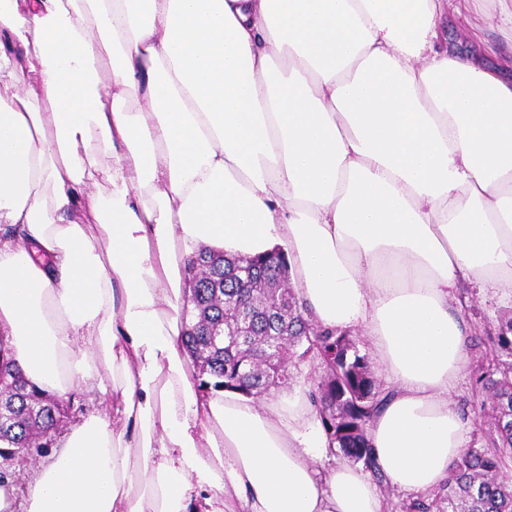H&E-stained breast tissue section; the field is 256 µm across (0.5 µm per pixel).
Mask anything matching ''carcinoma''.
<instances>
[{
    "label": "carcinoma",
    "mask_w": 512,
    "mask_h": 512,
    "mask_svg": "<svg viewBox=\"0 0 512 512\" xmlns=\"http://www.w3.org/2000/svg\"><path fill=\"white\" fill-rule=\"evenodd\" d=\"M185 280L193 288L192 307L181 308L182 341L198 370L199 387L258 397L288 386V360H318L322 372L308 397L331 445L384 480L369 426L388 391L354 336L309 321L290 287L285 256L203 248L186 260ZM244 312L253 324L245 343L224 345L209 336L213 330H235ZM487 341L491 360L476 384L490 403L491 447L467 449L432 496L404 502L400 512H512V320ZM63 418L58 403L21 386L0 391V448L25 454L38 436L47 445Z\"/></svg>",
    "instance_id": "1"
}]
</instances>
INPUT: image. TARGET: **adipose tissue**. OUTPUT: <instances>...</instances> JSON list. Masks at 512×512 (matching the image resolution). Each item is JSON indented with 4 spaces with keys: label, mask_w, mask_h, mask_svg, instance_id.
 Listing matches in <instances>:
<instances>
[{
    "label": "adipose tissue",
    "mask_w": 512,
    "mask_h": 512,
    "mask_svg": "<svg viewBox=\"0 0 512 512\" xmlns=\"http://www.w3.org/2000/svg\"><path fill=\"white\" fill-rule=\"evenodd\" d=\"M449 0H0V364L110 412L0 512H384L308 397L203 391L181 343L201 246L281 247L312 322L363 330L369 437L425 495L466 449L461 283L512 294V80Z\"/></svg>",
    "instance_id": "adipose-tissue-1"
}]
</instances>
